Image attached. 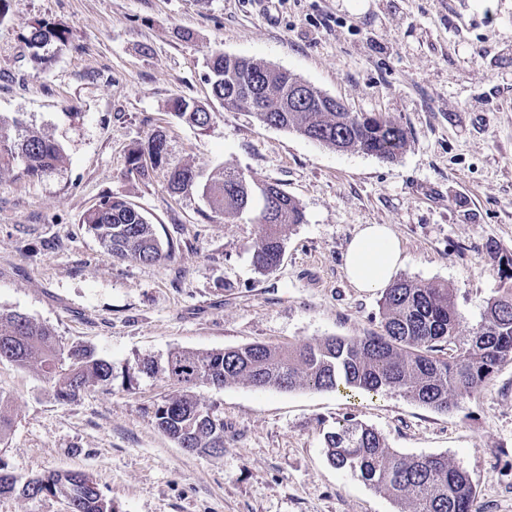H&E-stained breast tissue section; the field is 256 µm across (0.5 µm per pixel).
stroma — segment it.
<instances>
[{
	"label": "stroma",
	"mask_w": 512,
	"mask_h": 512,
	"mask_svg": "<svg viewBox=\"0 0 512 512\" xmlns=\"http://www.w3.org/2000/svg\"><path fill=\"white\" fill-rule=\"evenodd\" d=\"M7 0L0 9V114L53 136V173L0 174V307L84 343L112 365L107 387L63 403L51 383L0 361L14 426L8 472L81 471L114 512H398L386 493L336 469L324 435L356 418L403 456L441 455L466 471L480 512H512V363L480 396L438 412L394 391L221 388L194 395L224 420V451L186 452L156 426L179 392L163 375L174 350L288 346L361 336L380 321L381 290L354 288L348 243L366 224L400 239L401 279L447 284L476 328L501 284L488 243L512 253V0ZM40 21L70 43L45 71L27 38ZM290 71L408 132L393 161L339 151L215 101L213 50ZM208 107V129L169 110ZM163 132L169 164L275 183L302 208L283 230L280 265L263 272L254 213H212L172 194L163 172L127 171L130 151ZM130 202L171 252L146 264L109 256L81 224L101 197Z\"/></svg>",
	"instance_id": "35a3bbf8"
}]
</instances>
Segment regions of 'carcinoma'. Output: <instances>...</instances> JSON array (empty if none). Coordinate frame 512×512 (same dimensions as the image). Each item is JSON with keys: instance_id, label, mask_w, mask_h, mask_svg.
<instances>
[{"instance_id": "1", "label": "carcinoma", "mask_w": 512, "mask_h": 512, "mask_svg": "<svg viewBox=\"0 0 512 512\" xmlns=\"http://www.w3.org/2000/svg\"><path fill=\"white\" fill-rule=\"evenodd\" d=\"M69 41L68 29L38 23L27 37L34 66L47 68ZM206 65L212 95L227 110L253 112L265 125L292 130L338 151H361L394 161L407 146V132L380 114L336 112L324 103L297 104L294 87L299 78L286 70L220 51L212 52ZM171 109L192 127L205 130L211 124L212 112L194 100L176 97ZM160 138L165 135L158 131L145 147L132 152L128 170L143 176L151 170L164 171L172 193L197 192L216 214L236 217L258 212L264 232L254 247V263L266 271L277 267L285 251L282 229L304 220L298 203L278 185L269 184L271 210L264 214L255 183L242 173L221 169L203 181L189 167L170 169L168 149L154 145ZM62 159L63 148L53 138L29 131L18 116H0V173L17 169L39 178L58 168ZM81 223L112 255L148 263L170 256L154 225L120 197H102ZM487 249L501 271V285L488 299L481 324L469 335L459 334L463 316L448 286L399 279L383 292L379 330L363 336H329L288 348L249 344L170 353L163 374L181 387L182 394L157 405L158 429L188 452H224V420L192 393L201 382L219 388L238 383L280 390L307 387L347 395L397 391L437 411L479 394L499 368L512 362V253L492 242ZM2 360L52 382L62 401L112 380V365L92 349L65 346L51 327L0 307ZM13 424L9 398L0 393V442ZM324 443L336 468L387 493L401 506L399 512H480L469 476L444 456H401L377 431L354 419L337 422L325 433ZM4 453L0 448V495L18 492L30 499L60 495L70 512H112V503L85 474L63 471L19 477L6 471Z\"/></svg>"}]
</instances>
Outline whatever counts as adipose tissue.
Segmentation results:
<instances>
[{
	"instance_id": "1",
	"label": "adipose tissue",
	"mask_w": 512,
	"mask_h": 512,
	"mask_svg": "<svg viewBox=\"0 0 512 512\" xmlns=\"http://www.w3.org/2000/svg\"><path fill=\"white\" fill-rule=\"evenodd\" d=\"M404 263L401 241L385 224H367L349 242L345 273L356 288L385 287Z\"/></svg>"
}]
</instances>
